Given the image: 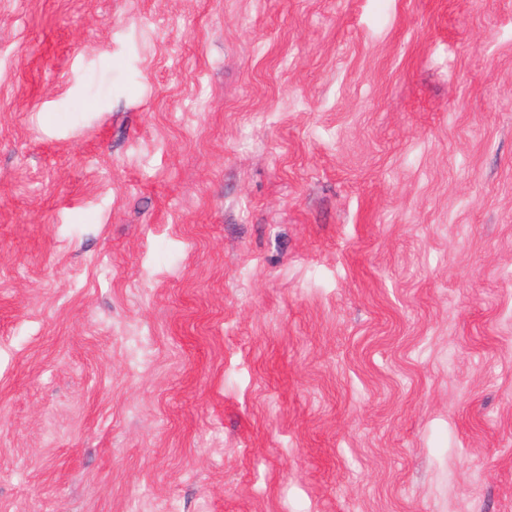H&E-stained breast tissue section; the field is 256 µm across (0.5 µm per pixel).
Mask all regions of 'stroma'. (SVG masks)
Instances as JSON below:
<instances>
[{
  "label": "stroma",
  "mask_w": 512,
  "mask_h": 512,
  "mask_svg": "<svg viewBox=\"0 0 512 512\" xmlns=\"http://www.w3.org/2000/svg\"><path fill=\"white\" fill-rule=\"evenodd\" d=\"M0 512H512V0H0Z\"/></svg>",
  "instance_id": "obj_1"
}]
</instances>
